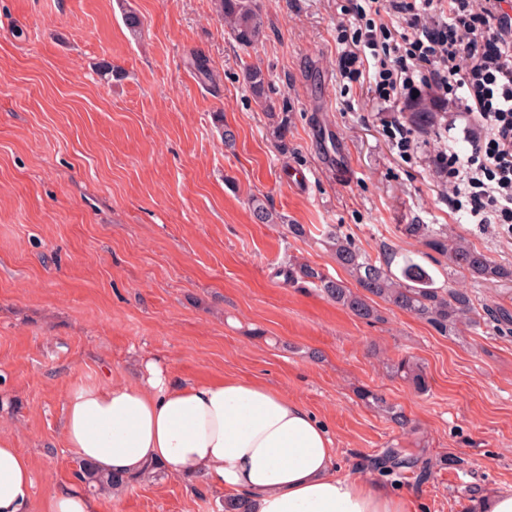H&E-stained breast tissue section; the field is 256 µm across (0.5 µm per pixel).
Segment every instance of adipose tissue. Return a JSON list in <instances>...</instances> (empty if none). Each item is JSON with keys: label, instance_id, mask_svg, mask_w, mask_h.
Returning a JSON list of instances; mask_svg holds the SVG:
<instances>
[{"label": "adipose tissue", "instance_id": "1", "mask_svg": "<svg viewBox=\"0 0 512 512\" xmlns=\"http://www.w3.org/2000/svg\"><path fill=\"white\" fill-rule=\"evenodd\" d=\"M67 448L102 476L201 474L246 502L248 512H410L405 494L340 474L326 426L280 390L235 377L171 381L154 358L136 381H88L62 407ZM32 465L0 436V512H29ZM42 512H99L79 483H58Z\"/></svg>", "mask_w": 512, "mask_h": 512}]
</instances>
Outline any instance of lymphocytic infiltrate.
<instances>
[{
	"label": "lymphocytic infiltrate",
	"instance_id": "lymphocytic-infiltrate-1",
	"mask_svg": "<svg viewBox=\"0 0 512 512\" xmlns=\"http://www.w3.org/2000/svg\"><path fill=\"white\" fill-rule=\"evenodd\" d=\"M445 20H435L438 11ZM355 28L342 34L339 64L358 74L375 61L371 91L388 102L399 92L426 90L460 103L449 129L471 146L467 160L438 153L437 177L449 185L448 204L479 224H512V0H366L352 10ZM384 13L408 33L395 39Z\"/></svg>",
	"mask_w": 512,
	"mask_h": 512
}]
</instances>
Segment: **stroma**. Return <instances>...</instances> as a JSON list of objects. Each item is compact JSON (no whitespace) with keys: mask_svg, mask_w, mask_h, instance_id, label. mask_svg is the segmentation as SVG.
<instances>
[{"mask_svg":"<svg viewBox=\"0 0 512 512\" xmlns=\"http://www.w3.org/2000/svg\"><path fill=\"white\" fill-rule=\"evenodd\" d=\"M260 5L266 35L243 49L217 0H0V435L29 456L41 501L76 478L66 391L133 380L143 354L179 382L278 388L326 423L341 473L407 493L414 512H469L485 490L512 492V335L461 324L445 336L382 301L364 320L283 271L307 263L355 287L322 242L334 226L369 255L409 254L512 308V281L448 273L402 227L434 225L509 267L512 233L449 207L432 159L470 146L445 131L447 106L429 93L385 104L367 76L340 73L350 0ZM247 65L262 70L264 98ZM410 112L437 120L407 123L403 155L384 127ZM294 171L305 184L287 182ZM255 196L278 223L255 220ZM404 356L423 366L426 392L392 375ZM394 445L418 466L385 478L374 462ZM224 495L163 474L101 498L100 512H220Z\"/></svg>","mask_w":512,"mask_h":512,"instance_id":"35a3bbf8","label":"stroma"}]
</instances>
